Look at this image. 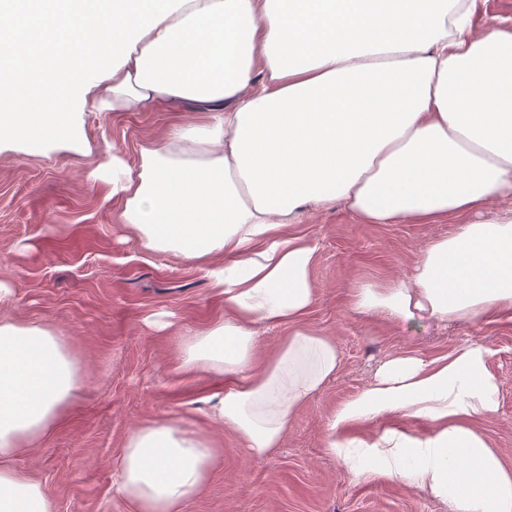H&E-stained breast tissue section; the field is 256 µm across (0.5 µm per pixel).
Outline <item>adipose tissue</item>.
Listing matches in <instances>:
<instances>
[{"mask_svg":"<svg viewBox=\"0 0 512 512\" xmlns=\"http://www.w3.org/2000/svg\"><path fill=\"white\" fill-rule=\"evenodd\" d=\"M479 3L0 0V141L69 135L75 91L93 112L207 113L136 163L113 153L112 196L144 249L208 266L224 317L185 342L182 366L223 376L213 415L255 459L340 368L335 341L301 323L317 254L295 230L305 208L338 203L368 224L467 216L410 277L359 285L351 303L392 322L512 319V211L492 209L512 199V24L477 28ZM283 325L258 359L259 327ZM489 356L473 342L387 359L337 406L328 452L453 512H512V469L479 429L500 404ZM77 370L66 337L0 319V512H54L11 462L60 419ZM219 453L185 419L147 421L115 463L118 488L134 512H181Z\"/></svg>","mask_w":512,"mask_h":512,"instance_id":"ef3b65f1","label":"adipose tissue"}]
</instances>
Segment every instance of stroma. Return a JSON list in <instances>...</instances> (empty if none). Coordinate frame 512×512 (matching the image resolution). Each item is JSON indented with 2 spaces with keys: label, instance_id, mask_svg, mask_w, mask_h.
<instances>
[{
  "label": "stroma",
  "instance_id": "1",
  "mask_svg": "<svg viewBox=\"0 0 512 512\" xmlns=\"http://www.w3.org/2000/svg\"><path fill=\"white\" fill-rule=\"evenodd\" d=\"M76 137L30 149L0 144V318L50 328L69 340L83 380L63 419L12 466L40 482L57 512H133L114 465L127 435L151 419L189 417L221 453L203 492L182 512H452L428 491L381 474L355 477L326 450L338 404L361 391L385 359L485 345L500 382L497 414L480 428L512 468V320L394 325L355 310L352 288L410 274L417 255L453 227L363 224L342 206L307 208L300 229L318 245L307 327L331 336L340 369L296 412L282 445L256 460L212 418L217 375L182 368L181 341L224 315L197 263L144 250L120 223L111 196L113 151L136 162L175 126L202 122L186 107L92 112L73 105Z\"/></svg>",
  "mask_w": 512,
  "mask_h": 512
}]
</instances>
